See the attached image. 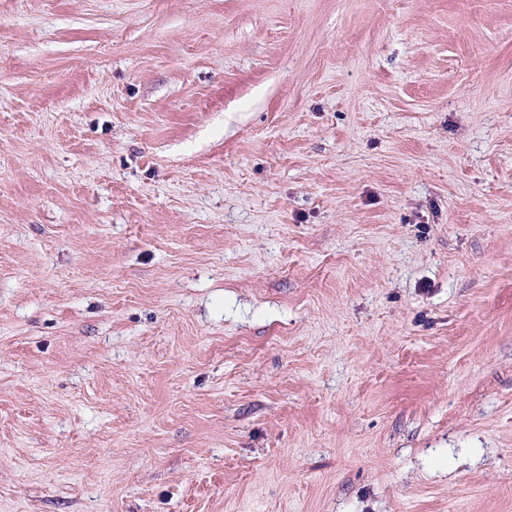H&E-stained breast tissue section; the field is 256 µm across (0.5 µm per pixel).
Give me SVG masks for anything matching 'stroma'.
<instances>
[{"mask_svg": "<svg viewBox=\"0 0 512 512\" xmlns=\"http://www.w3.org/2000/svg\"><path fill=\"white\" fill-rule=\"evenodd\" d=\"M0 512H512V0H0Z\"/></svg>", "mask_w": 512, "mask_h": 512, "instance_id": "35a3bbf8", "label": "stroma"}]
</instances>
